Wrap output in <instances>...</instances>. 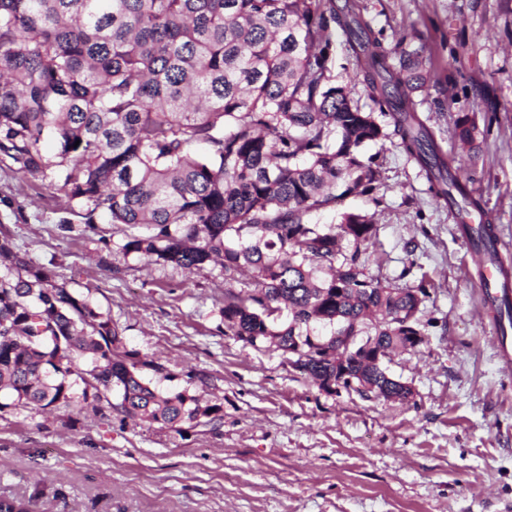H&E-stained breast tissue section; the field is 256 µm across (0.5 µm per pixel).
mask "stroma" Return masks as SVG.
I'll return each mask as SVG.
<instances>
[{"instance_id":"35a3bbf8","label":"stroma","mask_w":512,"mask_h":512,"mask_svg":"<svg viewBox=\"0 0 512 512\" xmlns=\"http://www.w3.org/2000/svg\"><path fill=\"white\" fill-rule=\"evenodd\" d=\"M384 45L421 48L434 76L416 98L447 156L453 122L474 117L476 155L459 169L505 241L512 269V0H360ZM334 81L367 112L343 32ZM380 167L373 197L343 210L373 214L372 274L407 285L427 278L419 317L428 336L386 361L409 385L403 400L328 393L290 355L226 334L224 271L187 272L124 256L123 235L100 224L58 226L64 192L0 160V226L36 265L91 300L138 352L160 392L221 405L224 418L170 429L95 416L73 385L49 413L0 410V499L30 512H512V370L496 359L493 311L480 302L486 264L398 139L367 146ZM410 274H403V267Z\"/></svg>"}]
</instances>
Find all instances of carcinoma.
I'll return each instance as SVG.
<instances>
[{"label":"carcinoma","instance_id":"carcinoma-1","mask_svg":"<svg viewBox=\"0 0 512 512\" xmlns=\"http://www.w3.org/2000/svg\"><path fill=\"white\" fill-rule=\"evenodd\" d=\"M338 28L429 191L451 209L478 207L418 115L414 94L430 80L419 51L390 63L395 51L359 0H0V155L23 174L54 172L88 227L122 225L126 256L188 272L221 264L220 314L239 340L294 356L328 393L368 377L397 398L401 384L370 360L424 344L427 288L370 273L361 246L376 236L373 216L312 222L349 195L374 193L379 171L361 148L388 137L348 86L329 84ZM477 130L467 114L454 121L464 149ZM462 231L499 263L489 230ZM244 271L251 282L237 292ZM314 325L331 335L311 334ZM338 335L367 349L339 353ZM145 366L89 296L0 229V397L50 411L70 402L75 375L102 419L115 411L167 428L223 419L218 404L157 392Z\"/></svg>","mask_w":512,"mask_h":512}]
</instances>
